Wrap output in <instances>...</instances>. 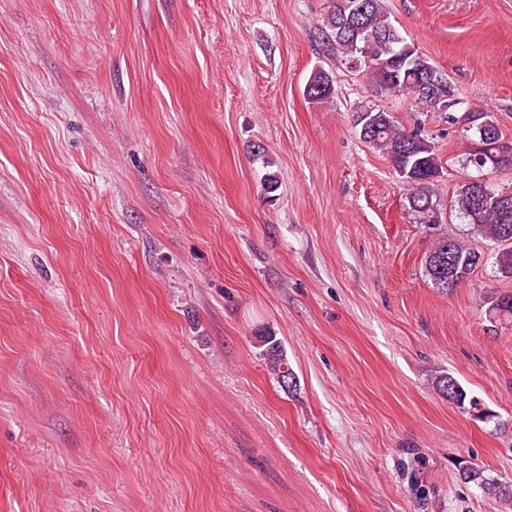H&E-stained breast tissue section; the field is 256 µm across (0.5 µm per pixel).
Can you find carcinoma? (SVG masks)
<instances>
[{
	"mask_svg": "<svg viewBox=\"0 0 512 512\" xmlns=\"http://www.w3.org/2000/svg\"><path fill=\"white\" fill-rule=\"evenodd\" d=\"M324 25L331 50L348 64L366 72L377 90L405 98L428 112L434 111L435 105L421 89L425 74L416 67L418 50L405 41L382 0H332ZM334 91L332 78L321 70L312 72L305 85V96L311 101L326 100ZM460 119L466 130L471 131L476 129V123L492 121L494 117L473 108ZM353 121L360 138L387 155L407 186L408 212L416 223L430 230L437 229L441 211L438 202L433 200L430 186L442 173V165L432 138L418 126L404 127L392 113L377 105L358 106ZM477 189L478 178H463L457 186L453 207L480 235L501 246L496 253V264L501 271L512 274V188L495 190L484 199L477 194ZM482 262L481 253L438 233L426 256L425 272L435 287L448 290L462 283ZM263 343L267 345L266 356L279 382L285 384L293 379L280 342L273 336H265ZM437 385L448 400L460 407L468 404L475 410L479 406L476 399H467V393L453 377L444 375L437 379ZM463 476L491 495L512 498L511 486L486 477L477 467L464 469Z\"/></svg>",
	"mask_w": 512,
	"mask_h": 512,
	"instance_id": "obj_1",
	"label": "carcinoma"
}]
</instances>
